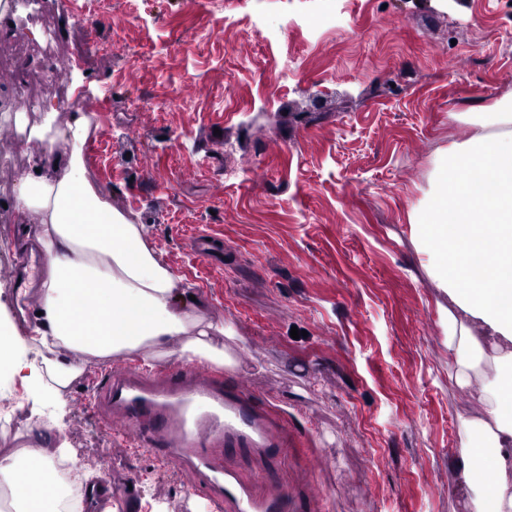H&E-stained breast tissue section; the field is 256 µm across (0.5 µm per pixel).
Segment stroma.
<instances>
[{"label": "stroma", "instance_id": "1", "mask_svg": "<svg viewBox=\"0 0 512 512\" xmlns=\"http://www.w3.org/2000/svg\"><path fill=\"white\" fill-rule=\"evenodd\" d=\"M327 13L330 24L308 25ZM0 325L18 317L16 237L35 214L17 112L57 86L83 100L100 151L89 177L146 225L152 247L230 327L234 378L288 415L283 457L227 452L278 479L290 512H469L453 464L475 388L448 373L443 313L407 214L439 150L463 140L464 102L512 94V0H0ZM50 33L25 81L19 36ZM201 233L220 238L214 263ZM303 331L294 339L291 329ZM0 376V451L34 434L130 498L112 512H208L176 466L126 447L94 404L111 361L79 355L60 395Z\"/></svg>", "mask_w": 512, "mask_h": 512}]
</instances>
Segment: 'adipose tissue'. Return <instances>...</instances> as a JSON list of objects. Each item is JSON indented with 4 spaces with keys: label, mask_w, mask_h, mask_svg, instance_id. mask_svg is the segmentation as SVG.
I'll return each instance as SVG.
<instances>
[{
    "label": "adipose tissue",
    "mask_w": 512,
    "mask_h": 512,
    "mask_svg": "<svg viewBox=\"0 0 512 512\" xmlns=\"http://www.w3.org/2000/svg\"><path fill=\"white\" fill-rule=\"evenodd\" d=\"M470 135L435 160L430 189L408 221L433 274L453 303L448 312L451 377L478 385L483 413L458 419L454 460L471 512H512V377L486 378L488 365L512 368V97L456 113ZM54 112L28 131L34 168L15 200L36 210L34 237L46 258L39 316L27 337L0 330V367L19 364V348L42 356L51 391L78 368L72 351L109 358L160 347L182 337L179 355L218 367L231 359L215 334L223 324L195 315L177 280L148 243L144 225L112 208L84 175L81 147L91 133L84 114L67 130L71 151L47 160L37 146L52 131ZM65 448H23L0 455V482L13 491L10 512H57L31 479L55 481ZM496 473L493 484L480 475Z\"/></svg>",
    "instance_id": "ef3b65f1"
}]
</instances>
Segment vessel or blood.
I'll return each mask as SVG.
<instances>
[{"label": "vessel or blood", "mask_w": 512, "mask_h": 512, "mask_svg": "<svg viewBox=\"0 0 512 512\" xmlns=\"http://www.w3.org/2000/svg\"><path fill=\"white\" fill-rule=\"evenodd\" d=\"M96 400L114 436L190 474L210 512H288L283 492L261 489L258 475L243 479L221 456L226 448H250L278 457L286 446L287 418L259 406L242 381L215 369L149 373L122 362L103 376Z\"/></svg>", "instance_id": "vessel-or-blood-1"}]
</instances>
